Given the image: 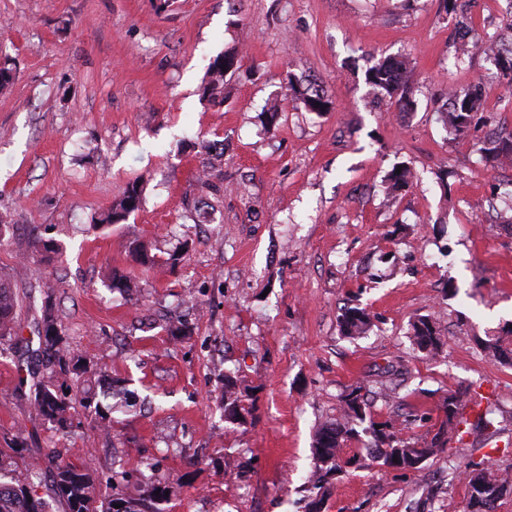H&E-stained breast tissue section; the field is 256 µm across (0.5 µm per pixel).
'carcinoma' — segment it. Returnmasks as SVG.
Segmentation results:
<instances>
[{"label": "carcinoma", "instance_id": "1", "mask_svg": "<svg viewBox=\"0 0 512 512\" xmlns=\"http://www.w3.org/2000/svg\"><path fill=\"white\" fill-rule=\"evenodd\" d=\"M492 59L502 75L512 77V41H497L483 49ZM242 61L241 52L227 48L210 63L208 80L203 86V95L216 99L224 93L223 69ZM366 83L378 99L388 108L409 109L413 106L414 74L409 67L394 57L377 60L365 74ZM289 90L294 100L303 104L309 112H329L333 102L325 93L306 80L289 77ZM485 89L479 82L466 89L448 93L447 108L440 113V121L448 134H465L483 108ZM485 160L496 167L503 161H512V133L499 135L486 141L481 148ZM414 178L413 170L403 164L392 168L386 177V197L396 198L408 187ZM141 204L139 185L129 186L122 198L103 213L101 224H118L136 211ZM18 297L12 288L0 283V356L18 348L26 338L18 318ZM371 318L366 310L350 307L342 313L340 327L349 338L367 333ZM39 352L47 361H55L65 378L58 380H35L30 386L31 403L37 414L60 428L71 423L73 413L81 407L92 412L105 422L104 430H112V413L117 409L113 403L115 395L110 391L99 393L81 387V376L87 368L67 362L65 337L52 313L50 302L42 305V329L37 331ZM411 336L417 347L428 355H434L444 345L440 322L432 315L418 317L411 325ZM484 349L507 363H512V348L505 336H489L483 342ZM445 404L453 405L438 432L420 444L411 443L387 431V424L375 428L377 422L367 419L366 404L359 389L353 388L342 399V409L336 420L323 425L316 435L314 466L308 479L316 490L312 507H317L328 496V478L340 469L341 450L344 443L364 434L369 437L365 443L370 459L381 466L398 468L413 461L424 462L444 452L453 441H462L458 419L461 399L448 394ZM224 416L229 420L239 417V396L233 387L224 393ZM19 449H0V512H50L49 502L40 496L30 484L14 475L15 454ZM467 489L482 487L487 490L482 512H496L497 502L502 498L512 481L499 475L491 465L477 466L464 472ZM54 498L64 506L65 512H164L161 505L169 500L165 495L168 486L162 482L153 483L138 498H123L114 494H102L92 478V468L85 462L61 461L57 463L51 483Z\"/></svg>", "mask_w": 512, "mask_h": 512}]
</instances>
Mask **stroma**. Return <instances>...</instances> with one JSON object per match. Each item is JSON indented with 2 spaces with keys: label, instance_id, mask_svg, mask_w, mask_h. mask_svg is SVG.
<instances>
[{
  "label": "stroma",
  "instance_id": "obj_1",
  "mask_svg": "<svg viewBox=\"0 0 512 512\" xmlns=\"http://www.w3.org/2000/svg\"><path fill=\"white\" fill-rule=\"evenodd\" d=\"M512 37V0H0V282L20 300L22 334L36 335L30 302L51 297L72 361L104 367L133 396L108 440L97 417L68 432L44 423L19 377L27 352L0 357V448L22 439L39 460L55 448L89 463L98 484L126 471L117 493L170 488L165 512H309L317 427L368 375L407 369L403 401L374 397V421L401 438H432L448 394L495 393L508 450L487 455L485 432L425 461L386 469L351 440L359 464L329 481L320 512H467L462 477L490 458L512 474V366L488 356L486 336L512 328V227L497 223L512 171L477 151L512 132V80L473 51L453 61L457 26ZM242 51L222 101L203 99L209 63ZM406 56L416 73L411 112L377 106L369 61ZM334 102H289L274 126L262 111L289 75ZM489 86L461 138L439 111L449 87ZM205 141L223 152L202 153ZM416 178L393 203L384 181L398 163ZM210 166L212 188L201 186ZM139 210L96 227L131 184ZM57 252L42 251L38 240ZM155 256L147 269L134 244ZM137 278L124 298L111 275ZM366 309L370 331L343 336L344 307ZM437 317L445 345L426 360L408 332ZM188 322L172 340L163 323ZM232 379L244 410L229 428L221 402Z\"/></svg>",
  "mask_w": 512,
  "mask_h": 512
}]
</instances>
